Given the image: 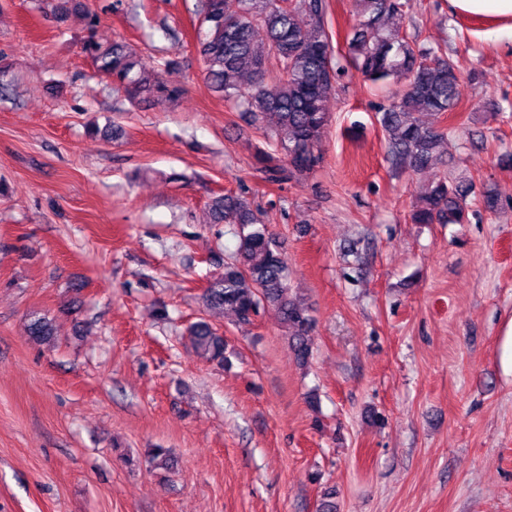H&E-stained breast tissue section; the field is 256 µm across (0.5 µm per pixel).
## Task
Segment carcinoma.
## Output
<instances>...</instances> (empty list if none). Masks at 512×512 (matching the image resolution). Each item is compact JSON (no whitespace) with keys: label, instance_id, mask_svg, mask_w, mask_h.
<instances>
[{"label":"carcinoma","instance_id":"1","mask_svg":"<svg viewBox=\"0 0 512 512\" xmlns=\"http://www.w3.org/2000/svg\"><path fill=\"white\" fill-rule=\"evenodd\" d=\"M361 19L346 37L354 68L374 85H398L394 101L382 108L378 122L387 134V160L417 174L427 172L447 133L440 123L459 104V76L454 65L434 50L390 28L386 19L403 16L410 0H360ZM49 18L61 20L72 11L84 14L88 28L97 15L85 0H47ZM329 0H196L200 21L196 50L209 90L240 109L252 126L275 118L272 137L285 153L278 164L268 153L258 163L274 182L306 176L323 161L319 144L329 122L327 102L341 75L325 19ZM83 53L132 101L156 97L177 99L182 90L162 81L127 42L100 43L90 35ZM429 118L419 121L418 116ZM470 192L448 175H433L410 210L414 224H459L470 207ZM210 223L227 224L238 237L237 258L224 263V273L203 293L210 310L232 312L244 325L260 307L276 309L299 363L312 354L313 320L290 294L288 263L281 245L259 212L240 194L225 193L208 205ZM36 343L55 335L53 322L35 317L27 325ZM197 353L224 359V338L200 320L189 329Z\"/></svg>","mask_w":512,"mask_h":512}]
</instances>
